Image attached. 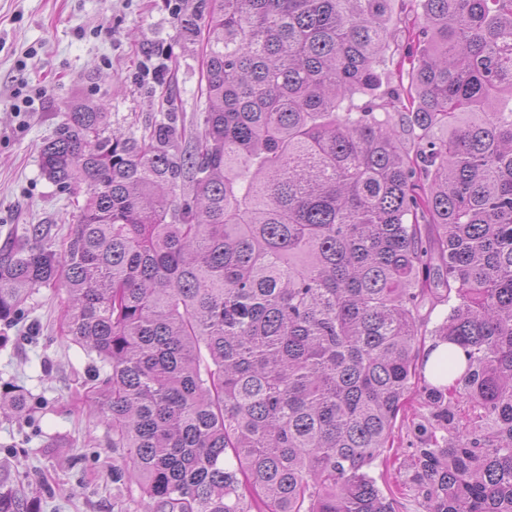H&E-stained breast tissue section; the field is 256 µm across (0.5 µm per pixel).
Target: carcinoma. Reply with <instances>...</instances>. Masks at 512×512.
<instances>
[{"mask_svg": "<svg viewBox=\"0 0 512 512\" xmlns=\"http://www.w3.org/2000/svg\"><path fill=\"white\" fill-rule=\"evenodd\" d=\"M394 0H201L202 132L140 136L79 102L40 152L86 187L62 241L0 247V321L65 285L66 336L141 512H396L387 466L413 380L407 491L425 512H512V0H401L412 81L378 104ZM191 188L178 204L175 188ZM464 369L419 365L421 310ZM480 415L459 414L462 400ZM0 512H30L0 481Z\"/></svg>", "mask_w": 512, "mask_h": 512, "instance_id": "cac0c4a2", "label": "carcinoma"}]
</instances>
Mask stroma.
<instances>
[{
	"mask_svg": "<svg viewBox=\"0 0 512 512\" xmlns=\"http://www.w3.org/2000/svg\"><path fill=\"white\" fill-rule=\"evenodd\" d=\"M199 0H0V244L25 224L65 235L83 195L41 173L40 150L67 106H103L113 128L142 134L175 116L200 131L205 68L202 36L180 18ZM421 13L392 28L373 97L387 101L407 78L410 28ZM63 284L39 290L19 321H0V394L26 393L20 412L0 414V461L7 478L34 496L39 512H139L136 485L116 483L123 452L89 414L83 386L99 367L95 355L62 331Z\"/></svg>",
	"mask_w": 512,
	"mask_h": 512,
	"instance_id": "obj_1",
	"label": "stroma"
}]
</instances>
